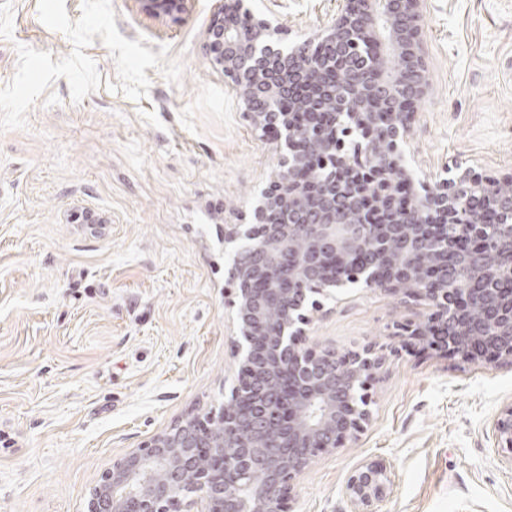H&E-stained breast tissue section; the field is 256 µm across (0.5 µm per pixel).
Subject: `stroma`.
Returning a JSON list of instances; mask_svg holds the SVG:
<instances>
[{
	"instance_id": "1",
	"label": "stroma",
	"mask_w": 512,
	"mask_h": 512,
	"mask_svg": "<svg viewBox=\"0 0 512 512\" xmlns=\"http://www.w3.org/2000/svg\"><path fill=\"white\" fill-rule=\"evenodd\" d=\"M216 0L178 20L139 0H0V512H84L99 474L237 378L224 227L249 221L276 155L206 58ZM310 34L336 0H252ZM417 168L512 173V0H427ZM99 218L75 223L78 213ZM386 293L326 301L311 348H373L372 419L297 482L291 512H346L361 460L380 512H512L492 422L512 363L397 336ZM393 486L386 462L377 459L361 462L343 486L349 512H378L379 504L392 495Z\"/></svg>"
}]
</instances>
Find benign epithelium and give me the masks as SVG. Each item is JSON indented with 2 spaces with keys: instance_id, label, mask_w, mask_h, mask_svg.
Returning <instances> with one entry per match:
<instances>
[{
  "instance_id": "7a95c632",
  "label": "benign epithelium",
  "mask_w": 512,
  "mask_h": 512,
  "mask_svg": "<svg viewBox=\"0 0 512 512\" xmlns=\"http://www.w3.org/2000/svg\"><path fill=\"white\" fill-rule=\"evenodd\" d=\"M140 2L175 20L189 0ZM425 2L336 0L331 21L294 36L272 11L217 0L207 58L278 157L250 221L224 225L240 377L217 420L184 418L102 471L85 512H286L296 481L369 423L381 364L370 348L307 346L322 296H400L424 309L400 335L512 361V176L422 177L405 150L430 86ZM316 44L372 53L329 88ZM299 82L311 85L305 130L282 106ZM355 167L361 180L337 184ZM492 427L512 467V404ZM393 486L386 462H361L343 486L349 512H378Z\"/></svg>"
}]
</instances>
